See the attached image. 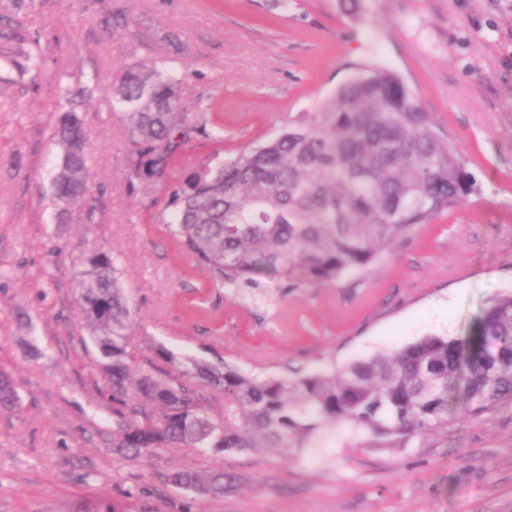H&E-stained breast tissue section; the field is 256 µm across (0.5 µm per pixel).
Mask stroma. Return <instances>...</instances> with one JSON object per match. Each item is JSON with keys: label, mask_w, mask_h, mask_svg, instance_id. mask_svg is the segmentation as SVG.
<instances>
[{"label": "stroma", "mask_w": 512, "mask_h": 512, "mask_svg": "<svg viewBox=\"0 0 512 512\" xmlns=\"http://www.w3.org/2000/svg\"><path fill=\"white\" fill-rule=\"evenodd\" d=\"M0 0V370L21 409H0V512H512V406L396 448L356 445L348 425L314 448L200 456L112 448L108 375L76 320L89 258L108 253L135 312L133 344L292 378L467 336L486 301L512 291V0ZM186 66L199 132L167 179L131 178L133 148L105 86L138 63ZM400 74L479 186L399 241L362 279L247 308L192 268L152 221L211 155L314 111L361 64ZM91 92L88 192L62 203L53 137L66 88ZM235 472L221 497L178 493L176 469Z\"/></svg>", "instance_id": "obj_1"}]
</instances>
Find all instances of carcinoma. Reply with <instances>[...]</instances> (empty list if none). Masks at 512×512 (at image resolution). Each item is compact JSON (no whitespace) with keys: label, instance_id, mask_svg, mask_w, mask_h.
Returning <instances> with one entry per match:
<instances>
[{"label":"carcinoma","instance_id":"1","mask_svg":"<svg viewBox=\"0 0 512 512\" xmlns=\"http://www.w3.org/2000/svg\"><path fill=\"white\" fill-rule=\"evenodd\" d=\"M181 73L153 63L124 71L105 89L121 109L137 155L133 175L160 180L197 125L180 99ZM56 136L72 171L56 195L87 191L86 133L74 110ZM476 190L457 146L396 72L363 65L314 112L288 117L267 140L228 162L198 164L174 188L158 220L193 265L245 304L292 289L361 278L393 243L465 202ZM79 288L78 315L106 351L117 437L125 457L163 448L201 454L314 448L338 422L360 439L392 446L448 425L454 400L477 419L512 405V293L489 299L463 338L425 336L388 354L285 380L224 364L186 366L168 352L132 345L131 309L111 257L94 254ZM218 392L213 409L205 388ZM18 404L0 371V406ZM185 486L220 495L235 477L179 471Z\"/></svg>","mask_w":512,"mask_h":512}]
</instances>
